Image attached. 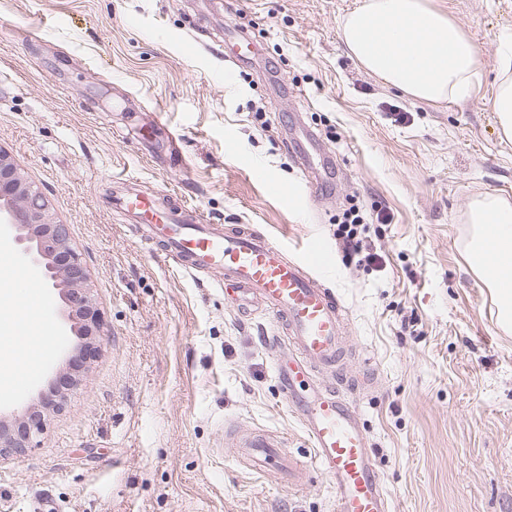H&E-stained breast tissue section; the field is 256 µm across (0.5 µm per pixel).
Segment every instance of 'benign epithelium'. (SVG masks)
<instances>
[{
	"instance_id": "benign-epithelium-1",
	"label": "benign epithelium",
	"mask_w": 512,
	"mask_h": 512,
	"mask_svg": "<svg viewBox=\"0 0 512 512\" xmlns=\"http://www.w3.org/2000/svg\"><path fill=\"white\" fill-rule=\"evenodd\" d=\"M0 226L8 230L25 262L40 270L57 290L60 316L74 337L56 369V391H38L19 412L0 414V455L32 447L49 417L62 409L67 391L80 383L87 359L100 348L104 326L90 277L79 260L68 226L57 222L48 198L30 182L13 158L0 150Z\"/></svg>"
}]
</instances>
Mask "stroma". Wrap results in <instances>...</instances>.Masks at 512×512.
Wrapping results in <instances>:
<instances>
[{"label": "stroma", "instance_id": "35a3bbf8", "mask_svg": "<svg viewBox=\"0 0 512 512\" xmlns=\"http://www.w3.org/2000/svg\"><path fill=\"white\" fill-rule=\"evenodd\" d=\"M359 0H0V150L49 199L85 263L105 336L37 447L0 456V512H331L313 468L270 481L224 423L312 448L285 398L272 314H238L206 274L156 257L115 209L114 179L177 194L214 224H251L302 258L321 241L344 302L340 374L392 512H512V333L471 269L472 198L512 200V144L492 110L512 0H430L464 28L485 82L429 104L368 75L339 20ZM249 42L238 63L228 27ZM315 138L310 187L289 145ZM357 203L381 267L346 261L337 219ZM389 216L376 221L377 213ZM44 388L73 339L57 298Z\"/></svg>", "mask_w": 512, "mask_h": 512}]
</instances>
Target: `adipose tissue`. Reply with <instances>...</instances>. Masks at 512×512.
<instances>
[{
	"label": "adipose tissue",
	"mask_w": 512,
	"mask_h": 512,
	"mask_svg": "<svg viewBox=\"0 0 512 512\" xmlns=\"http://www.w3.org/2000/svg\"><path fill=\"white\" fill-rule=\"evenodd\" d=\"M350 55L369 74L410 98L429 103L469 100L484 81L474 48L461 26L428 0H360L340 21ZM493 101L498 135L512 142V43L496 73ZM468 221L471 268L494 292L499 324L512 330V201L491 195L472 199ZM12 356L0 358V393L18 384L22 363H40L43 345L16 326Z\"/></svg>",
	"instance_id": "adipose-tissue-1"
}]
</instances>
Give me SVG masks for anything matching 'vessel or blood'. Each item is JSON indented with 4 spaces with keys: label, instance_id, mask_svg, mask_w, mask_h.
<instances>
[{
    "label": "vessel or blood",
    "instance_id": "obj_1",
    "mask_svg": "<svg viewBox=\"0 0 512 512\" xmlns=\"http://www.w3.org/2000/svg\"><path fill=\"white\" fill-rule=\"evenodd\" d=\"M119 205L138 224L142 240L153 253L189 274L211 273L227 304L254 306L273 314L278 337L288 341V356L278 366V379L301 416L313 448L312 467L334 490L335 512H390L355 403L325 384L313 399L298 394L301 382L335 372L343 356L344 305L314 274L315 269L331 265L322 244L313 242L299 260L257 228L206 223L196 206L167 194L134 190L122 194ZM224 432L239 436L246 468L276 476L282 436L261 429L242 436L233 423Z\"/></svg>",
    "mask_w": 512,
    "mask_h": 512
}]
</instances>
